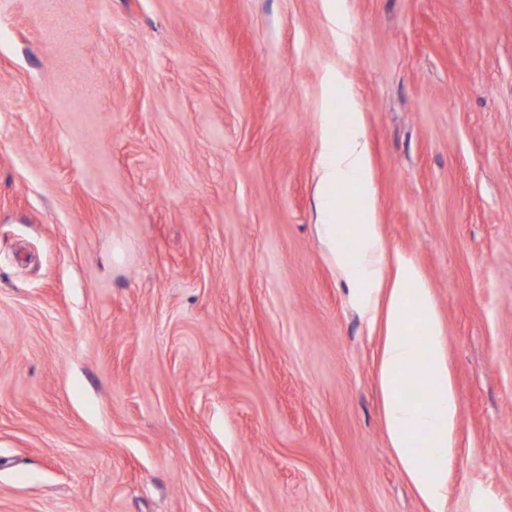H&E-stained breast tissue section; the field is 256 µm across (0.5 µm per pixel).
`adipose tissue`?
Returning <instances> with one entry per match:
<instances>
[{
	"label": "adipose tissue",
	"mask_w": 512,
	"mask_h": 512,
	"mask_svg": "<svg viewBox=\"0 0 512 512\" xmlns=\"http://www.w3.org/2000/svg\"><path fill=\"white\" fill-rule=\"evenodd\" d=\"M336 121V113H323L317 179L322 232L331 247L348 237L356 241V249H338L337 256L361 307H368L379 291L388 293L382 374L387 392L390 443L430 512H446L448 465L454 457L459 405L442 358L441 330L434 304L424 278L408 260H398L393 282H386L379 263L380 239L376 225L334 224V201L342 188L355 191L356 202L363 210L371 208L366 180L368 154L359 116L350 115L349 129L343 135L339 134ZM411 316L428 338L426 347H417L408 339L407 319ZM406 373L426 381L431 391L427 402L411 405L402 400L397 381ZM421 443L432 450L436 460L433 468H425L415 453Z\"/></svg>",
	"instance_id": "1"
}]
</instances>
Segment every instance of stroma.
<instances>
[{"instance_id": "35a3bbf8", "label": "stroma", "mask_w": 512, "mask_h": 512, "mask_svg": "<svg viewBox=\"0 0 512 512\" xmlns=\"http://www.w3.org/2000/svg\"><path fill=\"white\" fill-rule=\"evenodd\" d=\"M345 6L342 50L323 0H0V512H429L320 232L351 100L459 400L447 512H512V0Z\"/></svg>"}]
</instances>
